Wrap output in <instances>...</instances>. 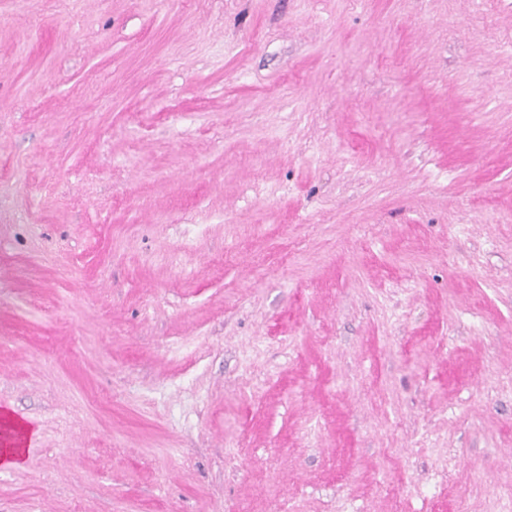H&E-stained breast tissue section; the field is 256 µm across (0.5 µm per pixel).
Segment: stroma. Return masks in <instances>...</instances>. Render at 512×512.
Segmentation results:
<instances>
[{
  "label": "stroma",
  "mask_w": 512,
  "mask_h": 512,
  "mask_svg": "<svg viewBox=\"0 0 512 512\" xmlns=\"http://www.w3.org/2000/svg\"><path fill=\"white\" fill-rule=\"evenodd\" d=\"M0 512H512V0H0Z\"/></svg>",
  "instance_id": "1"
}]
</instances>
